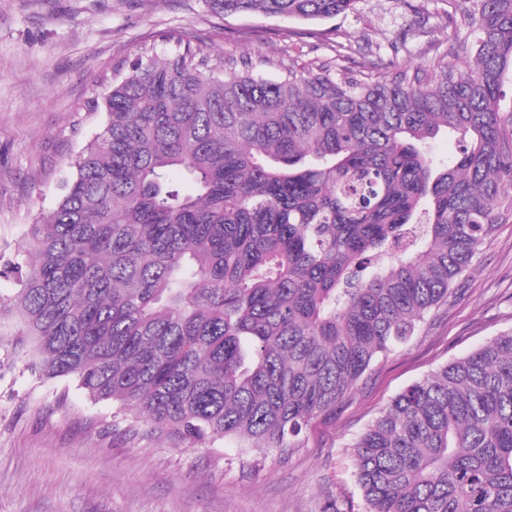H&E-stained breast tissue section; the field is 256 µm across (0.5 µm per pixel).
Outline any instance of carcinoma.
Segmentation results:
<instances>
[{
	"instance_id": "obj_1",
	"label": "carcinoma",
	"mask_w": 512,
	"mask_h": 512,
	"mask_svg": "<svg viewBox=\"0 0 512 512\" xmlns=\"http://www.w3.org/2000/svg\"><path fill=\"white\" fill-rule=\"evenodd\" d=\"M354 2L207 0L304 20ZM449 6L466 36L375 77L139 57L0 267L35 370L159 436L303 447L512 212V0ZM441 134L455 158L434 154ZM352 448L367 512H512V331L407 386Z\"/></svg>"
}]
</instances>
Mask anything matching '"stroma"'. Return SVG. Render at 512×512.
<instances>
[{
  "label": "stroma",
  "instance_id": "stroma-1",
  "mask_svg": "<svg viewBox=\"0 0 512 512\" xmlns=\"http://www.w3.org/2000/svg\"><path fill=\"white\" fill-rule=\"evenodd\" d=\"M446 0H356L321 21L214 14L206 0H0V257L50 209L71 162L102 128L106 88L140 56L179 45L211 60L249 55L313 71L351 45L346 67H412L468 31ZM0 314V512H365L352 445L399 392L512 331V215L434 323L377 364L334 417L314 420L288 459L217 440L129 430L112 402L69 378L42 379Z\"/></svg>",
  "mask_w": 512,
  "mask_h": 512
}]
</instances>
